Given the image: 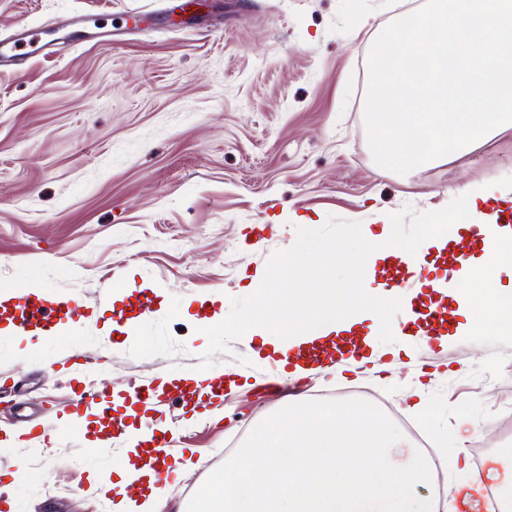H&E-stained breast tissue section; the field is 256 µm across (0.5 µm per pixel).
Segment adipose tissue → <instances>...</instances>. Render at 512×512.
Returning <instances> with one entry per match:
<instances>
[{"label": "adipose tissue", "mask_w": 512, "mask_h": 512, "mask_svg": "<svg viewBox=\"0 0 512 512\" xmlns=\"http://www.w3.org/2000/svg\"><path fill=\"white\" fill-rule=\"evenodd\" d=\"M483 255L475 262H463L452 274L453 283H467L465 291L454 293L460 311L481 307L484 326L503 333L512 332V287H500L502 272L512 269V248H506L507 228L495 229L482 224ZM425 238L408 244L402 240L396 225H383L380 233L367 234L359 240L357 249L325 243L310 257H299L275 265L267 279L281 283L279 292L261 288L246 320L263 326L267 333L261 344L276 355L274 367L266 368L264 379L281 383L294 376H303V369L288 371L289 350L311 344L331 335L347 333L366 319H378L396 298L371 285V264L390 256L419 270L424 252L431 246ZM336 264L348 269V277L340 282H326L316 271L323 265Z\"/></svg>", "instance_id": "1"}]
</instances>
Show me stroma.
Wrapping results in <instances>:
<instances>
[{
    "label": "stroma",
    "mask_w": 512,
    "mask_h": 512,
    "mask_svg": "<svg viewBox=\"0 0 512 512\" xmlns=\"http://www.w3.org/2000/svg\"><path fill=\"white\" fill-rule=\"evenodd\" d=\"M426 2L208 0L201 33L171 21L167 0H0V30L78 13L144 15L135 34L0 68V294L30 285L86 309L60 338L0 331V382L13 379L52 440L37 453L0 450L18 512H111L92 482L130 454L125 444L95 453L62 428L56 405L70 389L49 365L63 338L107 354L100 370L116 392L156 376L232 374L215 414L160 411L175 423V457L196 464L165 490L164 512H179L208 476L203 463L220 466L281 407L277 395L256 402V348L224 333L225 319L252 307L254 278L317 242L356 249L364 226L396 224L415 243L474 187L495 191L487 214L512 212V127L406 175L373 160L369 52L405 8ZM136 289L152 293V307L114 319ZM454 321L442 342L414 325L395 339L384 319L380 346L400 349L383 370L324 372L316 386L355 381L397 401L423 388L449 499L457 512H486L484 486L452 465L490 416L482 389L503 382L496 365L512 357V334L461 333L462 316Z\"/></svg>",
    "instance_id": "35a3bbf8"
}]
</instances>
